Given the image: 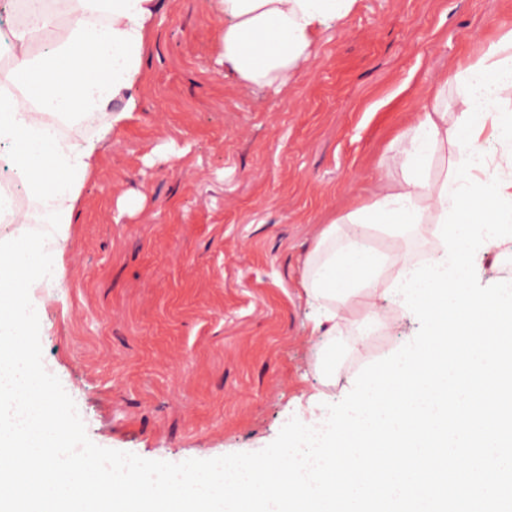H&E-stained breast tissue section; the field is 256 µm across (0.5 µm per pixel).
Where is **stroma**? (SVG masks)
Segmentation results:
<instances>
[{
	"instance_id": "stroma-1",
	"label": "stroma",
	"mask_w": 512,
	"mask_h": 512,
	"mask_svg": "<svg viewBox=\"0 0 512 512\" xmlns=\"http://www.w3.org/2000/svg\"><path fill=\"white\" fill-rule=\"evenodd\" d=\"M140 112L108 134L84 184L40 324L98 446L176 463L255 452L310 396L340 402L418 332L385 305L332 374L301 287L319 225L368 195L426 92L452 82L512 0H358L287 88L219 71L214 0H158Z\"/></svg>"
}]
</instances>
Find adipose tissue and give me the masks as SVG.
Wrapping results in <instances>:
<instances>
[{"mask_svg": "<svg viewBox=\"0 0 512 512\" xmlns=\"http://www.w3.org/2000/svg\"><path fill=\"white\" fill-rule=\"evenodd\" d=\"M222 21L220 64L257 87H285L312 55L318 36L344 20L357 0H216ZM158 0H67L66 20L30 9L31 19L17 36L11 91L0 92V145L6 164L50 225L54 243L65 249L79 190L96 166L97 137L72 140L57 125L102 123L112 130L140 99L142 74ZM447 86L429 91L416 121L393 140L397 178H380L370 196L352 202L321 225L304 262L302 284L318 314L311 333L335 336L347 328L364 341L381 319L386 282L412 262L408 253L391 254L370 245L390 238L407 244L443 247L431 226L451 200H440L445 176H431L434 156L449 150L452 133L445 104Z\"/></svg>", "mask_w": 512, "mask_h": 512, "instance_id": "obj_1", "label": "adipose tissue"}]
</instances>
